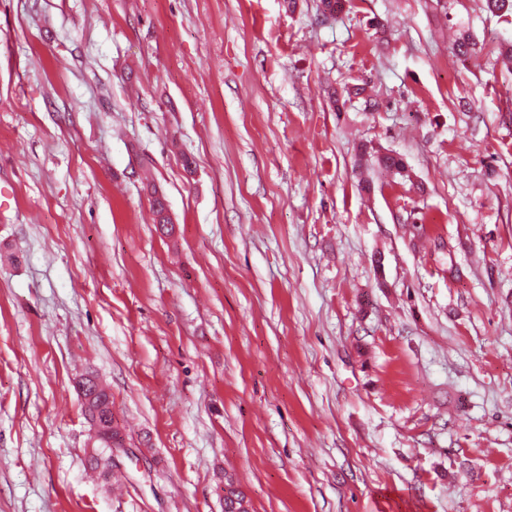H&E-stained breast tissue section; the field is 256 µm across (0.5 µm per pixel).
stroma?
<instances>
[{
  "label": "stroma",
  "instance_id": "1",
  "mask_svg": "<svg viewBox=\"0 0 512 512\" xmlns=\"http://www.w3.org/2000/svg\"><path fill=\"white\" fill-rule=\"evenodd\" d=\"M317 4L0 0V512H512V15ZM97 431L94 433V441L96 440ZM94 446L95 454L89 457L88 465L92 470L102 469L100 474L108 479L112 477V467H117V464L112 462V448L108 444L102 443L100 440H96ZM114 457V448H113ZM248 500L243 491L234 485L231 478L224 485V512H249Z\"/></svg>",
  "mask_w": 512,
  "mask_h": 512
}]
</instances>
